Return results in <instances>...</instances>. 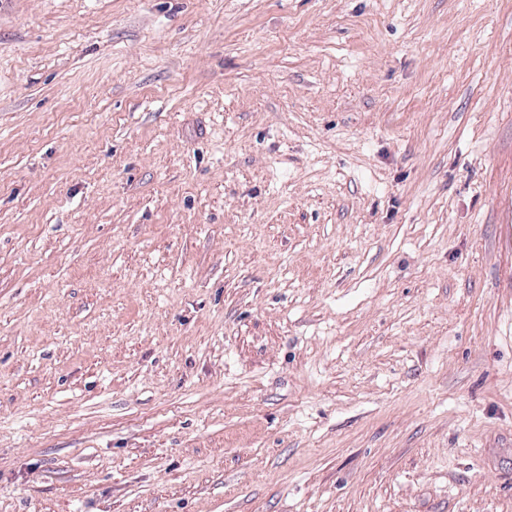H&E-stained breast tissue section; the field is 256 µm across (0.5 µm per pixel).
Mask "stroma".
<instances>
[{"label":"stroma","mask_w":512,"mask_h":512,"mask_svg":"<svg viewBox=\"0 0 512 512\" xmlns=\"http://www.w3.org/2000/svg\"><path fill=\"white\" fill-rule=\"evenodd\" d=\"M0 512H512V0H0Z\"/></svg>","instance_id":"35a3bbf8"}]
</instances>
